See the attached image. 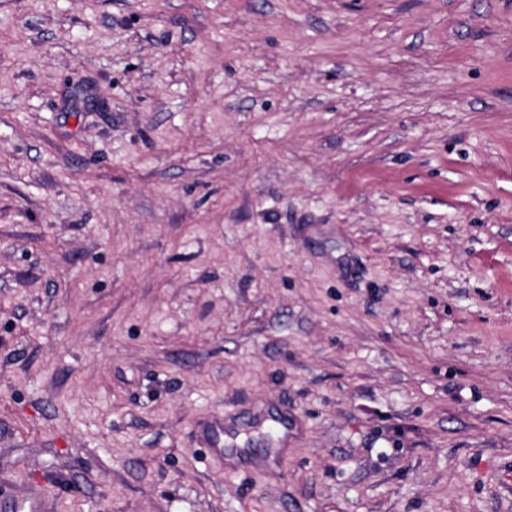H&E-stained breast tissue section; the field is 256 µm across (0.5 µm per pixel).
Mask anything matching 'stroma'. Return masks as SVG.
Here are the masks:
<instances>
[{"mask_svg": "<svg viewBox=\"0 0 512 512\" xmlns=\"http://www.w3.org/2000/svg\"><path fill=\"white\" fill-rule=\"evenodd\" d=\"M509 465L512 0H0L1 486L512 512ZM199 440L210 448L214 457L224 461V450L240 452V433L234 428L224 425V416L214 414L201 422L198 426ZM225 447V448H224Z\"/></svg>", "mask_w": 512, "mask_h": 512, "instance_id": "obj_1", "label": "stroma"}]
</instances>
